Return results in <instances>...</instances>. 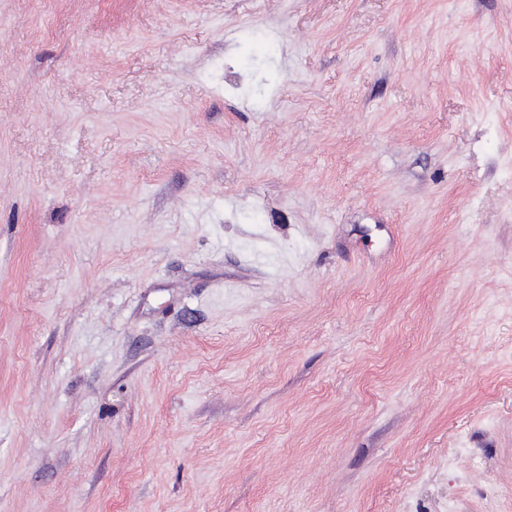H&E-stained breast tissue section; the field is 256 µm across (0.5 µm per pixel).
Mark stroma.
I'll return each mask as SVG.
<instances>
[{
	"mask_svg": "<svg viewBox=\"0 0 512 512\" xmlns=\"http://www.w3.org/2000/svg\"><path fill=\"white\" fill-rule=\"evenodd\" d=\"M0 512H512V0H0Z\"/></svg>",
	"mask_w": 512,
	"mask_h": 512,
	"instance_id": "stroma-1",
	"label": "stroma"
}]
</instances>
